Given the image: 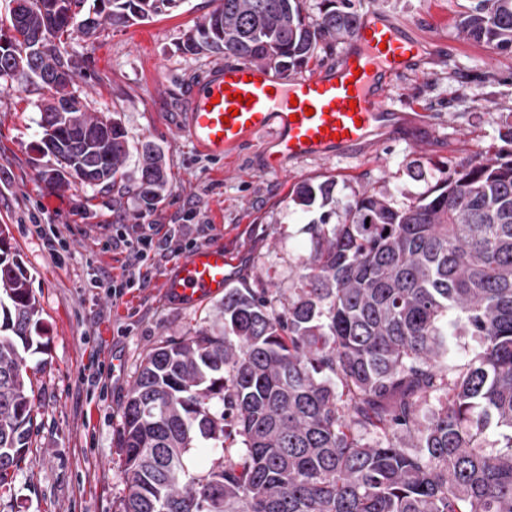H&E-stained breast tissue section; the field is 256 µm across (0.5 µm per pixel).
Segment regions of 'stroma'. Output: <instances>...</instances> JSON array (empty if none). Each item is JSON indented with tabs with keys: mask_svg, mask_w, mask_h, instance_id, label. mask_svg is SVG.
Masks as SVG:
<instances>
[{
	"mask_svg": "<svg viewBox=\"0 0 512 512\" xmlns=\"http://www.w3.org/2000/svg\"><path fill=\"white\" fill-rule=\"evenodd\" d=\"M377 2L413 26L437 60L432 78L408 76L398 84L395 101L411 120L401 136H383L374 153L309 159L283 177L263 172L261 143L215 160L181 132L186 90L230 62L181 51L214 0H180L151 20L106 27L91 42L72 40L67 51L81 68L74 86L80 99L91 111L118 113L133 147L150 141L163 153L171 189L150 211L119 187L49 193L40 172L54 160L35 150L43 97L0 79V224L8 225L30 275L47 344L33 376L38 454L31 469L0 490V512H116L124 477L115 439L143 355L160 340L219 329L222 299L179 305L164 295L166 263L146 288L118 300L109 288L92 287L95 276L122 273L115 254L102 247L113 225L180 224L185 210L195 209L196 223L223 230L239 283L260 282L284 298L311 249L307 225L318 216L290 201L294 185L330 177L337 207L365 187L401 206L449 168L504 146L512 134V54L462 40L455 25L476 0ZM45 224L67 238L64 260L54 257ZM114 362L119 372L94 377L92 365Z\"/></svg>",
	"mask_w": 512,
	"mask_h": 512,
	"instance_id": "1",
	"label": "stroma"
}]
</instances>
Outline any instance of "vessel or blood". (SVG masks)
Listing matches in <instances>:
<instances>
[{
  "instance_id": "1",
  "label": "vessel or blood",
  "mask_w": 512,
  "mask_h": 512,
  "mask_svg": "<svg viewBox=\"0 0 512 512\" xmlns=\"http://www.w3.org/2000/svg\"><path fill=\"white\" fill-rule=\"evenodd\" d=\"M434 66L426 42L372 4L333 68L299 77L250 62L216 69L191 89L183 133L204 154L224 158L264 140L263 168L282 176L308 159L375 150L378 133L405 120L392 98L398 79L430 76ZM235 277L236 264L218 242L178 258L163 291L181 304L204 303Z\"/></svg>"
}]
</instances>
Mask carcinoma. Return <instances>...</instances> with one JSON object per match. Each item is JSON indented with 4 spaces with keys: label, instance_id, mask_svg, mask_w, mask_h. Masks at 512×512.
<instances>
[{
    "label": "carcinoma",
    "instance_id": "cac0c4a2",
    "mask_svg": "<svg viewBox=\"0 0 512 512\" xmlns=\"http://www.w3.org/2000/svg\"><path fill=\"white\" fill-rule=\"evenodd\" d=\"M177 0H10L23 44L0 47V77L47 90L39 152L48 189H113L130 146L118 113L68 100L80 73L68 41L148 20ZM220 0L182 51L288 72L344 42L354 0ZM465 41L512 51V0H478ZM144 209L170 190L159 148L141 143ZM334 180L290 190L312 248L288 303L268 288L224 289L217 335L166 339L141 361L116 437L126 494L118 512H512V150L450 172L408 205L364 188L336 213ZM337 222H331L332 218ZM30 276L0 224V488L32 463L29 358L45 353ZM478 343L471 355L458 338ZM243 450L224 447L226 428ZM377 434L369 442L364 435ZM203 445L204 462L188 456Z\"/></svg>",
    "mask_w": 512,
    "mask_h": 512
}]
</instances>
